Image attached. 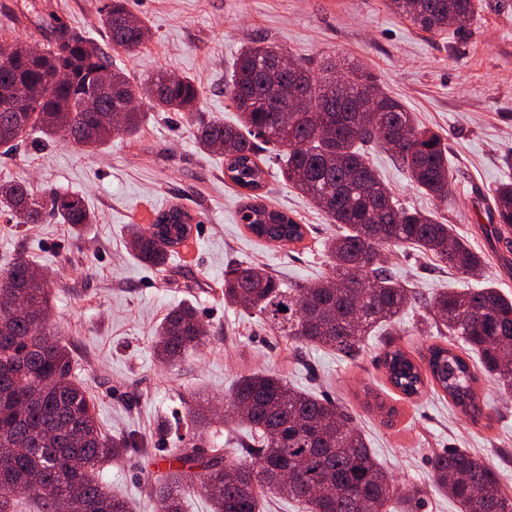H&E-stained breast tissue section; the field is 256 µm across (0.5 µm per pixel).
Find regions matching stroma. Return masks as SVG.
I'll use <instances>...</instances> for the list:
<instances>
[{
  "instance_id": "obj_1",
  "label": "stroma",
  "mask_w": 512,
  "mask_h": 512,
  "mask_svg": "<svg viewBox=\"0 0 512 512\" xmlns=\"http://www.w3.org/2000/svg\"><path fill=\"white\" fill-rule=\"evenodd\" d=\"M108 0H0V36L43 44L56 23L92 37L135 80L160 71L191 77L200 91L194 116L148 112L137 134L117 135L95 151L56 139L29 136L16 150L0 147V182L27 184L36 195L75 192L94 213L75 228L47 217L19 224L0 214V270L17 256L43 265L52 276L49 325L73 355L71 374L92 397L102 433L134 437L149 451L102 463L97 476L123 495L132 512H160L155 494L170 440L158 424L184 412L195 393L224 410L240 376L273 371L293 387L345 406L376 460L401 490L426 488L420 512H461L432 490L435 454L457 448L482 457L512 496V399L495 382L478 393L489 416L472 419L443 392L400 398L380 365L387 342L410 352L429 344L426 299L443 290L495 286L512 296V249L498 243L487 206L500 181L512 179V0H483L471 24L434 35L394 13L387 0H127L149 27L143 47L113 48L99 26ZM36 4L38 23L23 11ZM261 42L304 60L313 70L327 63L362 66L386 93L442 135L453 171L447 203L413 188L390 152L371 159L401 204L434 213L482 254L472 277L405 246L385 250L388 267L416 299L392 336L368 337L358 358L327 348L290 346L245 311L225 305L224 271L248 260L286 284L303 287L331 272L323 243L337 231L325 213L281 175L272 160L261 200L307 225L302 242L273 246L239 220L242 190L228 177L222 155L201 151L199 123L234 122L225 83L241 48ZM181 205L192 233L162 269L131 253L133 227H149L159 210ZM191 303L209 331L201 351L176 365L154 354L156 329L166 313ZM384 409H377V402ZM395 407L388 417L386 407Z\"/></svg>"
}]
</instances>
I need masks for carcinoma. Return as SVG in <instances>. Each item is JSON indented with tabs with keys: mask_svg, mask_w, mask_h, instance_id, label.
<instances>
[{
	"mask_svg": "<svg viewBox=\"0 0 512 512\" xmlns=\"http://www.w3.org/2000/svg\"><path fill=\"white\" fill-rule=\"evenodd\" d=\"M388 6L435 34L469 22L476 0H388ZM100 25L112 46L126 51L148 38L145 22L124 0H110ZM44 47L36 56L18 49L0 57V145L14 147L38 131L48 140L65 136L80 147H98L140 129L141 105L126 108L133 97L161 112L194 116L199 91L188 77L160 72L135 86L92 38L63 26ZM276 54L259 42L240 52L228 83L238 123H204L198 143L224 155L229 178L248 191L240 214L255 216L246 224L252 234L277 246L305 238L303 225L253 195L266 176L260 153L275 151L285 158L282 176L316 201L340 233L325 244L327 280L293 288L241 261L224 271V303L242 307L298 348H330L354 359L365 338L397 323L413 298L384 265L382 246H412L472 276L479 274L483 257L436 215L401 207L367 157L371 146L391 150L413 186L446 201L452 172L441 135L417 125L412 112L360 68L338 77L328 65L316 81L287 54L282 67L265 66ZM292 65L311 102L285 123L270 99L289 93ZM58 71L65 81L52 86L47 78ZM87 81L101 90L105 108L124 109L120 127L103 123L98 112L80 111L79 90ZM49 206L65 224L93 223L77 193L52 192ZM44 209L28 186L0 183V213L30 224ZM489 214L498 238L511 246L512 183L495 188ZM190 231V216L173 205L150 227L132 230L131 252L145 264L163 266ZM282 306L287 311H280ZM50 308V280L42 267L18 257L0 273V449H7L0 454V512H130L127 500L97 482L93 471L106 458L142 449L132 439L101 432L89 395L70 377L71 349L47 329ZM425 308L441 341L417 357L396 346L381 358L387 381L402 397L410 400L433 387L461 412L481 414L482 374L512 393L511 299L496 288H470L442 292ZM446 335L460 340L478 364L442 341ZM205 343L194 307L183 305L166 315L155 350L173 363ZM229 403L230 412L221 418L210 400L200 397L185 416L201 423L209 415L215 423L244 426L247 436L238 442L244 461L226 460L213 439L203 447L201 433L179 435L181 447L172 449L159 483L161 512H183L182 495L190 487L210 500L213 512H260L268 493L303 501L308 512H418L421 490L397 489L340 405L297 391L274 372L240 377ZM433 476L462 512H512V497L479 457L447 449L434 457Z\"/></svg>",
	"mask_w": 512,
	"mask_h": 512,
	"instance_id": "carcinoma-1",
	"label": "carcinoma"
}]
</instances>
